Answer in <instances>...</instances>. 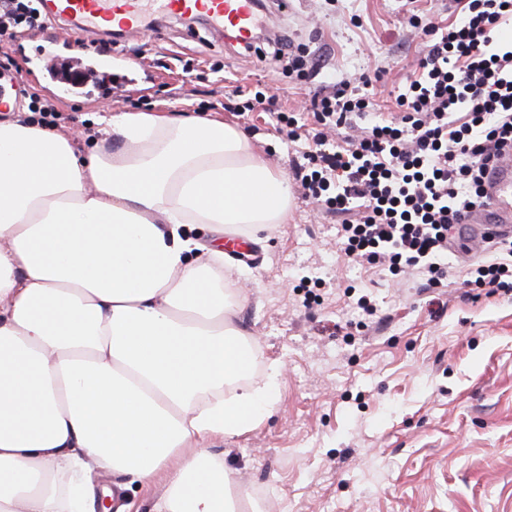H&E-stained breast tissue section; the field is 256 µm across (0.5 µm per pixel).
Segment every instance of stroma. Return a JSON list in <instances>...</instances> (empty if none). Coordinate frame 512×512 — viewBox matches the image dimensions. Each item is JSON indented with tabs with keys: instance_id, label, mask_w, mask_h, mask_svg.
Masks as SVG:
<instances>
[{
	"instance_id": "35a3bbf8",
	"label": "stroma",
	"mask_w": 512,
	"mask_h": 512,
	"mask_svg": "<svg viewBox=\"0 0 512 512\" xmlns=\"http://www.w3.org/2000/svg\"><path fill=\"white\" fill-rule=\"evenodd\" d=\"M265 36L249 46L149 12L143 33L78 39L67 24L34 38L0 39L29 91L62 114L57 128L91 148L97 112L214 114L242 129L284 173L305 141L290 142L275 115L246 112L255 93L311 110L315 90L380 74L390 112L422 44L401 0H268ZM320 57L311 84L275 71L272 37ZM112 45L109 73L123 82L101 101L45 80L29 58L47 48L72 63ZM335 216L293 193L287 223L262 232L257 264L227 272L243 297L234 322L257 353L249 382L278 364L277 402L245 434L211 444L233 491L265 512H512V297L465 289L468 260L449 253L448 276L362 266L337 244ZM368 296L367 315L357 301Z\"/></svg>"
}]
</instances>
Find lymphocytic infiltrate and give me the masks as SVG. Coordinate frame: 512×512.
<instances>
[{"label":"lymphocytic infiltrate","mask_w":512,"mask_h":512,"mask_svg":"<svg viewBox=\"0 0 512 512\" xmlns=\"http://www.w3.org/2000/svg\"><path fill=\"white\" fill-rule=\"evenodd\" d=\"M460 20L418 19L424 54L407 77L405 93L387 118L354 134L357 121L376 111L361 76L334 91L315 92L320 131L296 165L303 197L341 214L346 255L371 267L415 268L444 274L448 233L482 206L496 164L512 156V45L496 32L512 16V0H454ZM33 0H0V36L42 29ZM344 131L328 148L325 130ZM501 259L472 268L474 284L512 292V239L501 238Z\"/></svg>","instance_id":"obj_1"}]
</instances>
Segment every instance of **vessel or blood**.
I'll list each match as a JSON object with an SVG mask.
<instances>
[{
  "label": "vessel or blood",
  "instance_id": "obj_1",
  "mask_svg": "<svg viewBox=\"0 0 512 512\" xmlns=\"http://www.w3.org/2000/svg\"><path fill=\"white\" fill-rule=\"evenodd\" d=\"M200 0H42L41 8L47 23H71L73 34L102 31L111 23H119L127 32L143 29L146 7L157 11L183 15L198 6ZM213 28L232 29L241 43L252 40L262 25L253 0H210L206 11ZM482 222V241L501 235H512V164L500 163L490 177L487 198L478 216H467L465 226Z\"/></svg>",
  "mask_w": 512,
  "mask_h": 512
}]
</instances>
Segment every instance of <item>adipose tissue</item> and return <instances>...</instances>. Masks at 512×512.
Returning a JSON list of instances; mask_svg holds the SVG:
<instances>
[{
	"instance_id": "1",
	"label": "adipose tissue",
	"mask_w": 512,
	"mask_h": 512,
	"mask_svg": "<svg viewBox=\"0 0 512 512\" xmlns=\"http://www.w3.org/2000/svg\"><path fill=\"white\" fill-rule=\"evenodd\" d=\"M92 124L81 158L66 134L0 121V512H99L158 479L152 512H259L208 448L273 410L280 374L245 381L221 237L287 223L289 181L223 120Z\"/></svg>"
}]
</instances>
